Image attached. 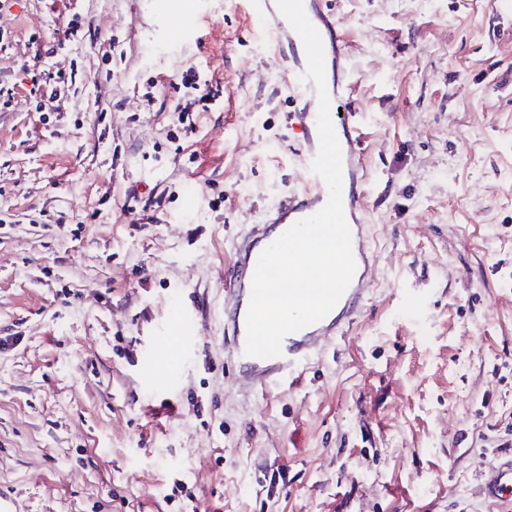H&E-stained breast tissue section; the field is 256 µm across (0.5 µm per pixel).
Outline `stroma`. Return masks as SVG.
<instances>
[{"label": "stroma", "mask_w": 512, "mask_h": 512, "mask_svg": "<svg viewBox=\"0 0 512 512\" xmlns=\"http://www.w3.org/2000/svg\"><path fill=\"white\" fill-rule=\"evenodd\" d=\"M329 7L364 133L369 292L300 387L247 397L224 272L305 187L275 40L242 0H203L178 47L149 0H0V86L28 68L58 94L0 110V487L22 512H178V479L195 512H489L480 476L512 455V10ZM190 70L214 99L187 133ZM182 290L196 349L153 395L142 361L165 368L156 328Z\"/></svg>", "instance_id": "obj_1"}]
</instances>
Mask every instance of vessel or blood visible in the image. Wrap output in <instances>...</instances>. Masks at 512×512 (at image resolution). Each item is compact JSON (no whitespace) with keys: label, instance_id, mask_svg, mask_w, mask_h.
<instances>
[{"label":"vessel or blood","instance_id":"b4317fda","mask_svg":"<svg viewBox=\"0 0 512 512\" xmlns=\"http://www.w3.org/2000/svg\"><path fill=\"white\" fill-rule=\"evenodd\" d=\"M244 2L254 21L273 27L277 33L280 59L301 102L298 111L288 113L287 122L295 126L300 135L298 153L303 167L309 170L319 146L318 99L313 82L301 79L307 63L303 42L279 12L276 0ZM303 6L323 44L331 117L343 157V208L351 230L356 271L350 285L325 318L284 337L281 356L255 358L245 355L251 284L261 252L294 223L320 210L328 199L324 181L309 171L306 188L283 198L269 211L263 227L253 229L235 247L230 276L232 288L224 301V350L236 364L240 379L253 393L270 394L285 385L292 388L301 386L311 361L327 343L342 335L367 293L365 277L371 256L366 244L363 209L366 183L360 149L363 132L355 113L345 109L351 95L345 45L326 0H303ZM151 7L155 16L169 22L165 35L167 44L178 46L186 43L199 21L193 0H151ZM195 311L194 300L177 296L165 324L159 327V335L170 338L176 347L174 357L177 364L166 373L163 383L154 385V392L160 393L165 387L179 384L178 363L185 360L194 348ZM480 490L484 499L492 503L512 500V456L501 457L484 470Z\"/></svg>","mask_w":512,"mask_h":512}]
</instances>
